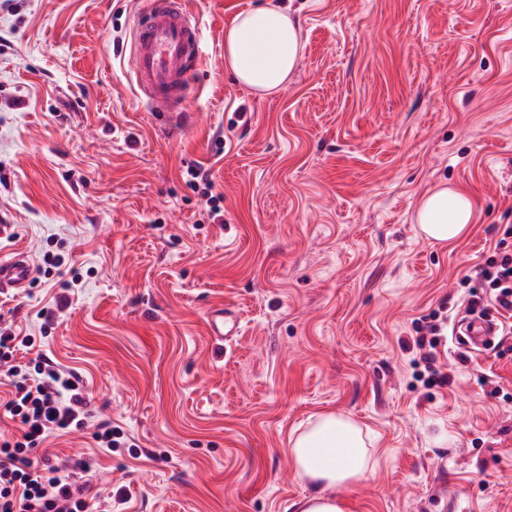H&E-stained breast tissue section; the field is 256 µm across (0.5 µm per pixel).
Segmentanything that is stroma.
I'll use <instances>...</instances> for the list:
<instances>
[{
  "label": "stroma",
  "instance_id": "obj_1",
  "mask_svg": "<svg viewBox=\"0 0 512 512\" xmlns=\"http://www.w3.org/2000/svg\"><path fill=\"white\" fill-rule=\"evenodd\" d=\"M267 5L299 18L301 59L261 96L227 70L224 31ZM143 7L0 6V257L64 259L0 315L131 442L105 455L88 427L36 457L89 462L112 512H289L310 491L290 438L331 412L378 460L337 487L344 512H512V336L465 359L449 343L447 388L416 379L411 347L440 301L463 313L461 279L512 225V0H192L203 62L177 138L130 77ZM194 162L223 223L183 180ZM438 185L476 209L450 245L414 222ZM212 325L216 329L215 336H237L239 332V321L229 312L224 313V309L220 308L211 315Z\"/></svg>",
  "mask_w": 512,
  "mask_h": 512
}]
</instances>
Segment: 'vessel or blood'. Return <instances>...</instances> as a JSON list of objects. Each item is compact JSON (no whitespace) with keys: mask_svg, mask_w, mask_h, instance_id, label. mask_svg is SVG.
I'll use <instances>...</instances> for the list:
<instances>
[{"mask_svg":"<svg viewBox=\"0 0 512 512\" xmlns=\"http://www.w3.org/2000/svg\"><path fill=\"white\" fill-rule=\"evenodd\" d=\"M202 44L201 26L188 0H148L132 35L130 68L159 127L180 123L188 89L199 71ZM32 277L25 252L0 258V294L22 293ZM497 329L494 320L477 316L458 324L455 334L480 348Z\"/></svg>","mask_w":512,"mask_h":512,"instance_id":"vessel-or-blood-1","label":"vessel or blood"}]
</instances>
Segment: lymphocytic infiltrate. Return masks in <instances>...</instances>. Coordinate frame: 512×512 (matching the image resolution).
Here are the masks:
<instances>
[{
    "instance_id": "obj_1",
    "label": "lymphocytic infiltrate",
    "mask_w": 512,
    "mask_h": 512,
    "mask_svg": "<svg viewBox=\"0 0 512 512\" xmlns=\"http://www.w3.org/2000/svg\"><path fill=\"white\" fill-rule=\"evenodd\" d=\"M464 284H475L478 294L470 306L491 301L504 311L501 333L512 335V253L494 249L483 263L465 275ZM488 296H481V289ZM448 306L439 304L417 325L415 346L425 365L429 387H446L450 375L437 364V352L445 340ZM36 340L12 326H0V380L9 386L0 398V413L18 426L16 436L0 440V512H90L91 487L83 475L90 465L78 460L67 467L33 460V452L49 438L83 428L93 416L90 396L79 378L43 357L17 362L19 351H32Z\"/></svg>"
}]
</instances>
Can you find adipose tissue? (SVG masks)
Masks as SVG:
<instances>
[{"label": "adipose tissue", "instance_id": "1", "mask_svg": "<svg viewBox=\"0 0 512 512\" xmlns=\"http://www.w3.org/2000/svg\"><path fill=\"white\" fill-rule=\"evenodd\" d=\"M299 44L297 18L274 5L259 7L238 15L226 29L224 62L241 84L271 93L297 69ZM473 221L472 198L444 187L425 196L416 213L421 232L441 244L457 240ZM290 453L299 478L311 488L292 503V512H343L336 487L355 483L372 466L361 428L334 413L310 422L293 440Z\"/></svg>", "mask_w": 512, "mask_h": 512}]
</instances>
